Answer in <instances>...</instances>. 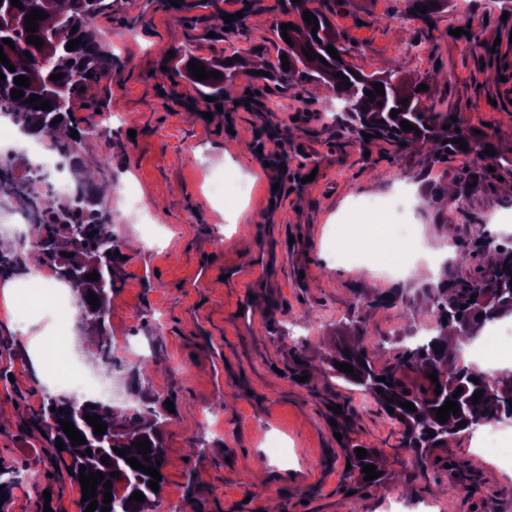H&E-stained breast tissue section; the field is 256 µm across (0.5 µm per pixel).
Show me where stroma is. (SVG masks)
I'll use <instances>...</instances> for the list:
<instances>
[{
  "mask_svg": "<svg viewBox=\"0 0 512 512\" xmlns=\"http://www.w3.org/2000/svg\"><path fill=\"white\" fill-rule=\"evenodd\" d=\"M329 9L346 64L367 74L395 67L430 84L427 104L479 130L495 157L512 159V15L501 0H453L433 26L411 17L406 0H305ZM230 15L218 31L213 11ZM283 0H115L92 34L114 54L107 79L72 99L86 129L82 156L112 160L105 200L120 247L109 333L116 369L74 354L113 388L114 406L139 407L141 385L174 411L162 426L165 484L149 512H512V450L489 454L476 434L433 449L425 465L400 449L401 427L370 395L326 381L324 357L342 319L365 316L362 342L375 366L404 347L403 306L365 310L371 290L336 258L340 235L379 259L395 229L373 238L363 201L417 191L415 233L428 254L447 247L442 273L485 269L475 225L512 239V170L473 180L463 156H437L384 140L362 145L336 122L341 103L309 76L268 85L256 61L277 62ZM239 63L226 103L206 101L190 60ZM220 112V121L210 120ZM249 183L241 198L213 195L215 180ZM276 192H269V185ZM452 187L448 201L427 186ZM59 331L51 297L0 296V463L18 469L7 512H81L76 484L56 471L30 418L55 388L32 347ZM379 448V482L347 470L346 449ZM454 485L456 494L439 489Z\"/></svg>",
  "mask_w": 512,
  "mask_h": 512,
  "instance_id": "1",
  "label": "stroma"
}]
</instances>
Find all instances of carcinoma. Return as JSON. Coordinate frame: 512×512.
Instances as JSON below:
<instances>
[{
  "mask_svg": "<svg viewBox=\"0 0 512 512\" xmlns=\"http://www.w3.org/2000/svg\"><path fill=\"white\" fill-rule=\"evenodd\" d=\"M23 9L19 13L27 15L39 9L47 17L38 21L35 36L43 41L47 48L44 65L36 66L35 57H26L33 53L34 45L27 42L29 33L26 29L15 28L0 31V46L15 71H9L0 63V73L5 79L0 80V117L10 120V125L19 129L28 137L49 141L52 149L69 161L73 189L61 197H55L46 189V178L27 158L22 150L12 154L11 163L0 164V199L8 202L9 208L16 207L23 201L24 212L30 226V235L34 237L33 252L27 254L19 246L0 249V279L21 276L29 271L30 259L41 265L50 266L54 276L68 285L75 295L79 308L80 327L84 335L95 337V349L90 351L91 359L101 366H113L112 349L107 332V317L112 296V261L117 246L112 238V222L104 207L97 185L110 178V160L101 156L94 161V168L88 169L80 155L83 135L58 137L59 124L54 119H67L71 113V99L78 91L99 83L112 70V53L106 50L89 31L91 21L112 12L114 0H19ZM408 8L414 11V18L429 23L434 16L448 9V0H408ZM319 29L312 31V26L305 20L293 23L287 31L277 30V36L287 34L291 43H283L280 53L287 55L289 70L282 69L283 60L270 67V77L279 73L290 78L310 70L317 78L328 82L336 96L344 103L340 114V123L355 134L360 142H365L363 134L371 139L386 140L396 146L407 147L418 143L430 146L443 155L467 153L477 160L474 172L484 174L480 160L484 159V150L488 142L472 136L465 128L451 122L448 113L436 112L424 105L422 92L416 86H405L404 80L398 79L397 71L381 76L365 74L350 69L344 61H337L327 52V47L336 48L338 55L343 50L336 46V39L330 32V23L325 13L314 12ZM10 39L14 47L3 44ZM73 39L81 40L73 50L67 44ZM316 57L309 61L303 49ZM325 62H320L318 57ZM236 63L224 66L227 74L220 78H210L198 82L212 97H223L224 81L234 77ZM92 77H87V73ZM341 72L349 79L351 86L342 85V79L335 76ZM63 77L52 81L53 74ZM20 75L29 77V86L20 87L24 95L12 99L11 90L17 87L14 78ZM380 82L384 95L369 100L365 91H374L373 84ZM35 94L41 100L29 101ZM48 100L51 110L38 108L40 101ZM397 110V117L390 115ZM407 121L418 131H406L400 126ZM450 128L445 130L443 125ZM461 138L467 142L463 150L455 140ZM94 236H89L91 231ZM476 247L489 259L487 269L480 278L444 279L427 287L431 303V314L435 319V335L424 345L408 348L397 353L394 361L378 368L368 356L362 343L366 326L364 320L350 318L349 328L355 332L357 340L352 343H340L325 359L328 368L325 376L343 380L373 395L385 407L393 408L391 418L403 426L400 448L412 452L421 458L431 448L439 447V442L463 431L473 432L491 420L512 421V369L506 368L487 374L474 372L473 363L465 362L463 350L466 343L480 335L484 326L494 320L512 316V245L499 246L494 241L483 239L476 241ZM96 272L98 280L90 281L86 275ZM94 293L98 298L97 308H92L87 295ZM402 303L407 318L414 319V310L410 300L401 288H389L379 294L368 297L366 306L380 308ZM466 308H461V305ZM348 363L353 366V373L340 371L334 363ZM436 367L438 383L428 378V363ZM149 364L139 366L134 372L133 387L142 397L143 408L130 411L117 410L114 406L95 401L82 402L81 414H61L59 410L70 409L68 397L50 396L33 414L32 420L41 431L51 447H56V438L66 445V449L56 452L58 460L65 468L73 470V478L79 479V466L85 470L104 473V479L98 481L95 500L98 507L95 512H102L103 492L106 481H111L113 499L109 503L110 512H148L157 492L148 485L152 476L136 470L127 463L135 458L145 467H156V461L164 460L162 442L163 413L153 407L148 394L140 389V374L148 370ZM386 377V381L378 377ZM463 388L458 398H453L457 388ZM383 389L378 393L377 389ZM441 393H435V389ZM483 392L480 401L472 402L475 392ZM453 399L459 405L457 413L449 414L446 423L436 419V409L445 401ZM401 402H411L416 411L410 412L399 406ZM98 415L107 425L106 432L100 436L94 434V428L86 421V415ZM67 420L86 439V443L71 445L70 438L64 433L58 420ZM465 425L460 426L458 422ZM432 430L435 436L427 437ZM150 441V461H145L139 454L136 440ZM126 449L123 456L115 449ZM92 456L85 455L86 450ZM103 455L109 456L111 466L101 463ZM382 451L378 448L367 449V456L357 457L355 449L349 450L352 469L358 470V478L364 479L361 472L364 464H378ZM120 472L119 477L110 476V472ZM19 482L16 472L7 466L0 468V490L6 492L0 512H4V503L8 502L12 489ZM135 492L145 496L141 503L132 502L125 506Z\"/></svg>",
  "mask_w": 512,
  "mask_h": 512,
  "instance_id": "1",
  "label": "carcinoma"
}]
</instances>
